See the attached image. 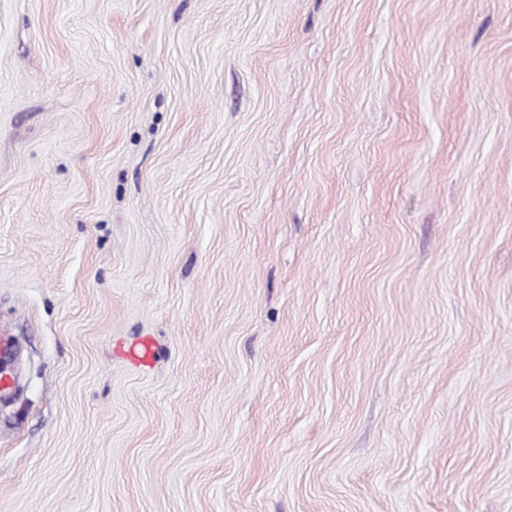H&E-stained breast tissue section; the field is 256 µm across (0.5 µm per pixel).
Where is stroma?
<instances>
[{
	"mask_svg": "<svg viewBox=\"0 0 512 512\" xmlns=\"http://www.w3.org/2000/svg\"><path fill=\"white\" fill-rule=\"evenodd\" d=\"M0 512H512V0H0Z\"/></svg>",
	"mask_w": 512,
	"mask_h": 512,
	"instance_id": "1",
	"label": "stroma"
}]
</instances>
